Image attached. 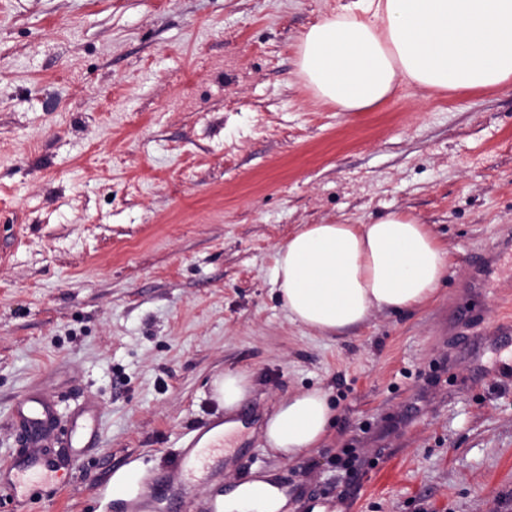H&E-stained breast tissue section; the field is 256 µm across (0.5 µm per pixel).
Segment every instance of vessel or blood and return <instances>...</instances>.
<instances>
[{
    "label": "vessel or blood",
    "mask_w": 512,
    "mask_h": 512,
    "mask_svg": "<svg viewBox=\"0 0 512 512\" xmlns=\"http://www.w3.org/2000/svg\"><path fill=\"white\" fill-rule=\"evenodd\" d=\"M95 408L84 404L72 410L78 441L92 438L95 432ZM59 416V404L39 390H31L21 396L11 411L13 425L29 432L27 447L9 461L0 464V499L10 502L12 512H26L29 492L33 487L54 485L62 469L60 459L54 455L48 442ZM220 447H201L199 438L179 448L170 473L177 478L208 468L223 459ZM184 512H222L216 495L188 496L183 504Z\"/></svg>",
    "instance_id": "vessel-or-blood-1"
}]
</instances>
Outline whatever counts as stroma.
Masks as SVG:
<instances>
[{"mask_svg": "<svg viewBox=\"0 0 512 512\" xmlns=\"http://www.w3.org/2000/svg\"><path fill=\"white\" fill-rule=\"evenodd\" d=\"M347 0H0V459L38 387L97 401L98 437L30 512H153L275 471L311 512H512V383L470 260L512 227V85H398L340 112L297 74L307 28ZM405 211L448 252L433 299L325 336L288 318L272 271L307 224ZM248 373L209 483L166 477L183 434L226 420L213 378ZM329 394L318 452L261 438L298 390ZM361 461L344 472V449ZM125 470L116 471L112 478V498L115 500L130 501L143 493L142 487L135 482L126 479Z\"/></svg>", "mask_w": 512, "mask_h": 512, "instance_id": "stroma-1", "label": "stroma"}]
</instances>
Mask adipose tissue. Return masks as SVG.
Segmentation results:
<instances>
[{"label":"adipose tissue","mask_w":512,"mask_h":512,"mask_svg":"<svg viewBox=\"0 0 512 512\" xmlns=\"http://www.w3.org/2000/svg\"><path fill=\"white\" fill-rule=\"evenodd\" d=\"M298 75L341 112L386 101L399 82L443 92L512 83V0H348L297 44ZM447 253L416 217L308 224L279 247L273 284L291 322L328 335L378 310L428 301ZM334 411L319 388L296 392L267 418L268 448L292 460L322 447ZM224 512H288V493L259 474L224 493Z\"/></svg>","instance_id":"ef3b65f1"}]
</instances>
